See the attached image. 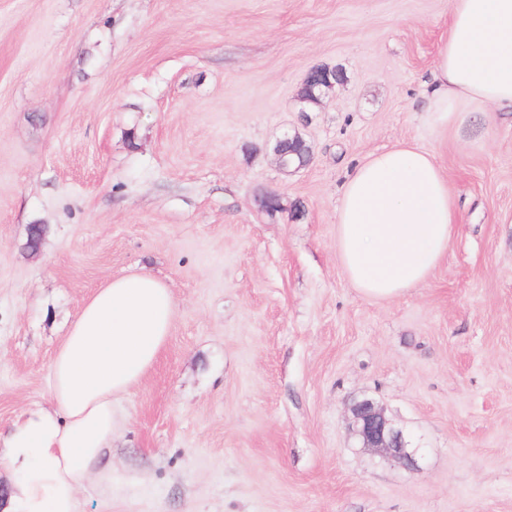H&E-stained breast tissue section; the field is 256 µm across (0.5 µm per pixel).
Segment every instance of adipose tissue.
<instances>
[{
	"label": "adipose tissue",
	"mask_w": 512,
	"mask_h": 512,
	"mask_svg": "<svg viewBox=\"0 0 512 512\" xmlns=\"http://www.w3.org/2000/svg\"><path fill=\"white\" fill-rule=\"evenodd\" d=\"M420 123L429 133L490 107L512 112V0H451ZM456 213L434 151L401 141L349 172L336 252L354 288L388 301L424 283L448 254ZM170 289L146 273L103 283L84 301L53 363L49 404L0 444L11 483L0 512H79L85 482L112 489L113 400L150 370L170 334Z\"/></svg>",
	"instance_id": "1"
}]
</instances>
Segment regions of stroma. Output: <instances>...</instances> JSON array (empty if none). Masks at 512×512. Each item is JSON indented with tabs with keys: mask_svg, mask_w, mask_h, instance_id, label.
I'll return each mask as SVG.
<instances>
[{
	"mask_svg": "<svg viewBox=\"0 0 512 512\" xmlns=\"http://www.w3.org/2000/svg\"><path fill=\"white\" fill-rule=\"evenodd\" d=\"M449 2L0 0V433L47 404L105 281L151 273L176 305L83 512H512V114L420 128ZM324 66L343 83L299 111ZM287 131L313 153L294 172ZM400 140L435 150L457 222L375 302L336 254L339 189ZM366 398L417 470L362 448Z\"/></svg>",
	"mask_w": 512,
	"mask_h": 512,
	"instance_id": "35a3bbf8",
	"label": "stroma"
}]
</instances>
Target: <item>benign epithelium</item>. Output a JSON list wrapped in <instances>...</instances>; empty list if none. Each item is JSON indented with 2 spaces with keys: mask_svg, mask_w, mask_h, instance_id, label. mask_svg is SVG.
<instances>
[{
  "mask_svg": "<svg viewBox=\"0 0 512 512\" xmlns=\"http://www.w3.org/2000/svg\"><path fill=\"white\" fill-rule=\"evenodd\" d=\"M352 424L363 447L386 455L409 470L417 468L418 449L409 446L402 429L385 415L382 408L370 399H363L351 407Z\"/></svg>",
  "mask_w": 512,
  "mask_h": 512,
  "instance_id": "1",
  "label": "benign epithelium"
}]
</instances>
